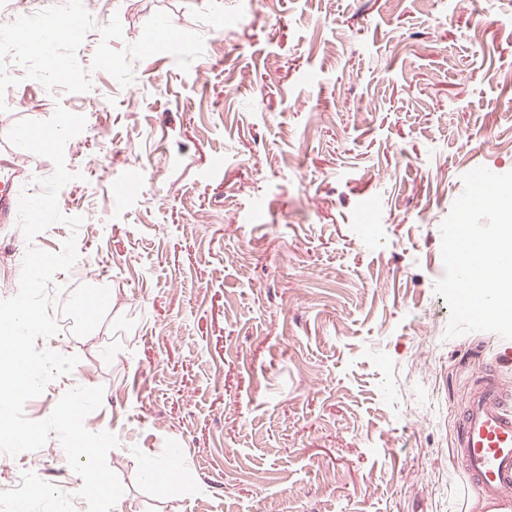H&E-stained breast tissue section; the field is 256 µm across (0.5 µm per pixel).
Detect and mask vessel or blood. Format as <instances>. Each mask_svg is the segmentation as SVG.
Instances as JSON below:
<instances>
[{
  "mask_svg": "<svg viewBox=\"0 0 512 512\" xmlns=\"http://www.w3.org/2000/svg\"><path fill=\"white\" fill-rule=\"evenodd\" d=\"M0 166L13 182L0 185V222L13 223L19 196L15 184L36 172L19 166L12 151L0 144ZM454 458L465 483L482 497L484 512H512V395L496 370H489L459 413Z\"/></svg>",
  "mask_w": 512,
  "mask_h": 512,
  "instance_id": "b4317fda",
  "label": "vessel or blood"
}]
</instances>
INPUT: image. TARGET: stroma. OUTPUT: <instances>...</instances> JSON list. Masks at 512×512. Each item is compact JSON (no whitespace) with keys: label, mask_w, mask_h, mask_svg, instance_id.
Masks as SVG:
<instances>
[{"label":"stroma","mask_w":512,"mask_h":512,"mask_svg":"<svg viewBox=\"0 0 512 512\" xmlns=\"http://www.w3.org/2000/svg\"><path fill=\"white\" fill-rule=\"evenodd\" d=\"M1 43L0 139L86 118L58 196L83 223L33 245L75 237L55 285L115 300L42 341L80 361L25 413L103 387L112 512H456L457 417L512 339L445 338L440 225L464 174L512 171V0H51L1 7ZM28 245L0 223V299ZM172 448L178 482L141 480Z\"/></svg>","instance_id":"35a3bbf8"}]
</instances>
